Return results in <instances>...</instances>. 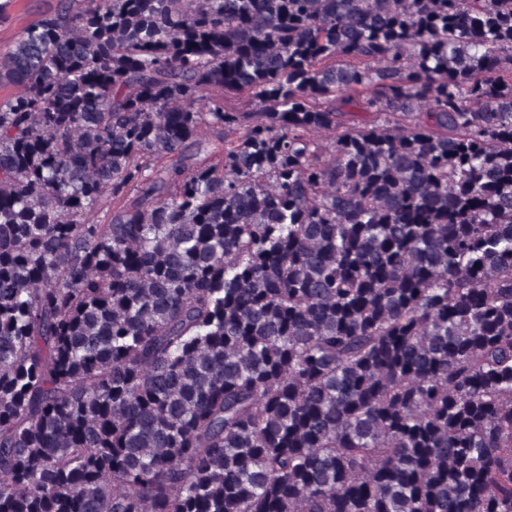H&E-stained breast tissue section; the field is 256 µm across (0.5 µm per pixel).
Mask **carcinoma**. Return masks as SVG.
Returning <instances> with one entry per match:
<instances>
[{
	"label": "carcinoma",
	"instance_id": "carcinoma-1",
	"mask_svg": "<svg viewBox=\"0 0 512 512\" xmlns=\"http://www.w3.org/2000/svg\"><path fill=\"white\" fill-rule=\"evenodd\" d=\"M6 85L0 512H512V0H57Z\"/></svg>",
	"mask_w": 512,
	"mask_h": 512
}]
</instances>
